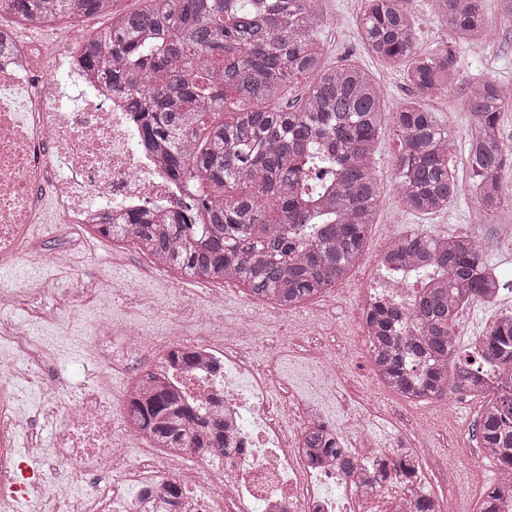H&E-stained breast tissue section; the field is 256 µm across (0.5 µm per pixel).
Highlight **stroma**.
Instances as JSON below:
<instances>
[{
	"mask_svg": "<svg viewBox=\"0 0 512 512\" xmlns=\"http://www.w3.org/2000/svg\"><path fill=\"white\" fill-rule=\"evenodd\" d=\"M420 50L431 52L448 40V29L440 22L433 10L432 0H409ZM364 0H324L323 11L326 22L317 36L329 65L355 64L372 74L386 88L390 103L405 101L411 89L400 69L384 66L365 48L360 36V18ZM484 13L486 32L483 40L461 44L453 49L454 56L466 75L481 74L488 78L512 83V24L502 22L497 0H485ZM463 89L449 91L441 98L429 101L428 108L434 112L438 123L447 127L450 141L449 159L460 180H468L467 140L470 124L462 106ZM398 153V130L392 121H385L378 135L375 168L381 191V204L377 211L366 243L365 263H373L377 252L386 239L412 231L421 230L432 235H466L470 232L471 217L476 209V200L465 191L452 203L447 211L422 215L407 210L400 202L395 189V157ZM42 247L59 248L86 258L88 271L104 269L111 271L113 280L123 288L149 289L153 295L164 293L169 280L168 271H149L147 256L135 245H115L100 237L93 250H86L76 234L56 230L45 232ZM364 294L363 289H344L336 285L331 291L336 306L326 313L324 330L318 338L306 336L304 321L307 309L293 313V324L289 335L276 330L262 331L260 339L264 345H287L291 352L285 360V377L295 379L293 364L296 357L305 355L313 342H322L326 347L346 352L344 391L364 396L381 395L389 405L388 425L404 426L411 421L421 422L431 433L426 450L425 463L431 473L429 490L443 485L454 488L455 498L469 500L471 508H479L476 496L479 488L489 486L495 478L496 467L486 459L472 456L476 420L480 406L477 398L456 394L454 398L432 399L421 403L418 409L409 410L398 406L394 393L382 389L376 380L369 355L366 338L356 321V308ZM99 365L86 347L75 346L60 357L47 359L43 366L45 377L61 380L68 398L80 395L85 387L97 382ZM456 407L460 417L453 434H446L448 425L446 411Z\"/></svg>",
	"mask_w": 512,
	"mask_h": 512,
	"instance_id": "1",
	"label": "stroma"
}]
</instances>
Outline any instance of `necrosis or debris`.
<instances>
[{"label": "necrosis or debris", "instance_id": "1", "mask_svg": "<svg viewBox=\"0 0 512 512\" xmlns=\"http://www.w3.org/2000/svg\"><path fill=\"white\" fill-rule=\"evenodd\" d=\"M71 55L69 42L26 40L20 27L0 23V269L24 261L39 274L33 287L0 284V512H13L8 490L22 456L38 464L27 476L35 512H366L370 503L377 512H409L417 485L374 484L365 463L401 442L420 449L419 431L395 427L385 442L367 429L386 415L373 401L362 400L358 423L339 424L284 390L279 349L260 358L247 350L255 316L284 318L274 304L251 301L248 316L227 323L217 317L218 291L187 317L188 297L177 287L165 317L127 322L112 313L111 274L99 271L89 295L66 288L54 314L41 311L56 272L80 275L71 253L36 247L44 207L72 230L123 224L137 213L197 221L189 192L145 148L126 97ZM23 306L26 317H16ZM116 334L147 364L158 347L196 352L193 370L174 372L173 389L200 417L221 415L223 451L197 453L193 468L180 448L138 452L126 395L99 382L70 401L62 383L43 377L45 356L75 338L95 350L102 370L113 369L103 343ZM33 337L36 355L26 347ZM41 418L54 425L48 446L33 430ZM316 425L332 429L362 470L347 476L331 460L310 465L303 438ZM171 483L178 497L167 495Z\"/></svg>", "mask_w": 512, "mask_h": 512}]
</instances>
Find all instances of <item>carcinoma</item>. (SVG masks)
Here are the masks:
<instances>
[{"instance_id": "cac0c4a2", "label": "carcinoma", "mask_w": 512, "mask_h": 512, "mask_svg": "<svg viewBox=\"0 0 512 512\" xmlns=\"http://www.w3.org/2000/svg\"><path fill=\"white\" fill-rule=\"evenodd\" d=\"M117 0H0L16 22L110 16L85 38L81 61L99 70L108 54L119 63L102 79L128 98L143 134L154 141L169 175L188 190L207 191L192 207L197 224H93L114 241L132 238L160 266L190 280L233 281L284 310L329 293L359 263L380 204L374 170L378 131L386 117L399 128L396 181L401 201L419 214L448 209L463 191L448 163V130L424 101L459 82L448 46L423 52L407 0H365L361 36L367 50L400 68L412 97L391 108L384 89L362 68L328 66L316 38L323 0H147L117 12ZM449 40L485 34L484 0H432ZM313 77L307 93L285 105L290 84ZM471 192L485 215L512 204L504 192L512 151L503 149L499 117L512 108V85L471 79L465 100ZM231 118L200 127L204 115ZM381 267L410 273L421 288L404 303L373 297L366 324L377 377L394 393L427 400L449 392L486 396L478 439L484 458L512 479V315L494 322L481 346L459 355L452 326L462 300L495 287L483 249L465 236L421 231L396 238ZM162 364L188 370L195 355L169 352ZM136 430L154 448H224V424L211 423L163 383L130 400ZM308 460L343 457L322 426L304 437ZM378 477L415 482L419 456L399 448L378 464Z\"/></svg>"}]
</instances>
